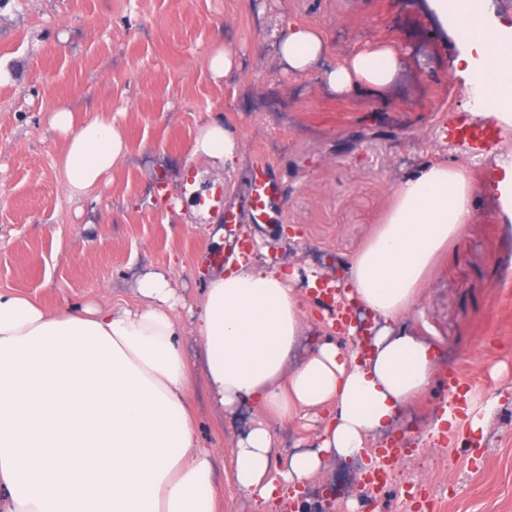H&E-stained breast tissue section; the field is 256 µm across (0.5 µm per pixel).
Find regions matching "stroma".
<instances>
[{
    "label": "stroma",
    "instance_id": "stroma-1",
    "mask_svg": "<svg viewBox=\"0 0 512 512\" xmlns=\"http://www.w3.org/2000/svg\"><path fill=\"white\" fill-rule=\"evenodd\" d=\"M291 17L319 31L332 63L394 45L398 77L379 93L328 94L319 72L278 60ZM217 47L239 59L235 78L212 79L206 58ZM463 49L431 0H0V291L50 312L88 299L125 305L138 302L140 276L161 272L189 304L213 270L208 256L244 239L260 240L256 262L342 275L405 176L445 161L486 180L495 159L512 156V128L481 116L478 94L449 66ZM61 103L111 113L125 132L128 154L98 199L70 195L64 141L49 125ZM217 115L242 143L232 170L191 158L197 126ZM189 172L201 191L224 182L237 212L267 180L270 219L206 218L181 193ZM405 324L440 354L426 402L388 430L404 450L396 475L414 478L412 491L368 494L357 462L334 458L311 482V512H350L367 498L373 512H512V234L493 188L475 195ZM452 376L471 385L481 432L430 435ZM192 403L203 445L230 458L249 410L224 419L198 386ZM428 459L442 480L422 479Z\"/></svg>",
    "mask_w": 512,
    "mask_h": 512
}]
</instances>
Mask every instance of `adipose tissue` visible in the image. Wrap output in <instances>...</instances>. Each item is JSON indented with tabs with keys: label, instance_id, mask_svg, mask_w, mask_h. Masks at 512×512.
<instances>
[{
	"label": "adipose tissue",
	"instance_id": "1",
	"mask_svg": "<svg viewBox=\"0 0 512 512\" xmlns=\"http://www.w3.org/2000/svg\"><path fill=\"white\" fill-rule=\"evenodd\" d=\"M468 53L453 66L480 93L485 116L512 126V27L492 23L477 0H434ZM325 50L311 26L292 21L280 44L289 70L307 71ZM399 66L382 45L328 70L337 93L379 91ZM64 140L70 193L96 196L127 144L111 113L75 118L52 109ZM240 142L216 116L198 125L194 157L224 168ZM480 184L467 169L430 163L407 177L368 244L350 258L349 300L383 323L413 311L437 252L472 218ZM300 278L265 265L216 271L191 307L201 341L190 361L179 340L175 282L144 277L132 308L96 302L51 313L0 292V512H220L221 485L271 507L310 482L332 457L350 458L423 397L439 369L433 345L402 329L373 336L368 355L331 341L288 362L307 325ZM202 375L220 413L251 406L231 463L201 447L186 390ZM324 411L311 444L280 454L270 419Z\"/></svg>",
	"mask_w": 512,
	"mask_h": 512
}]
</instances>
